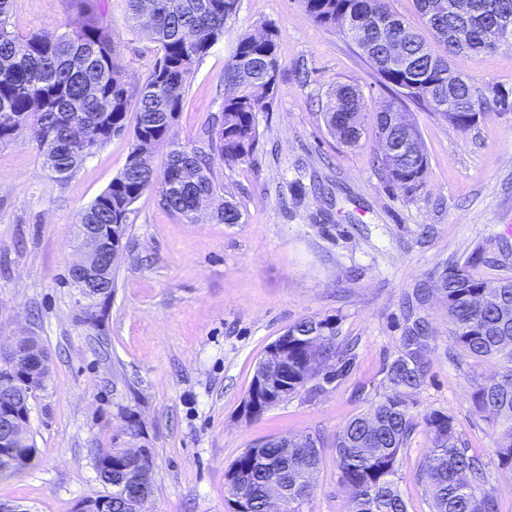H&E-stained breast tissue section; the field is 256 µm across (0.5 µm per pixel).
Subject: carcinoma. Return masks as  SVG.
Wrapping results in <instances>:
<instances>
[{
	"label": "carcinoma",
	"mask_w": 512,
	"mask_h": 512,
	"mask_svg": "<svg viewBox=\"0 0 512 512\" xmlns=\"http://www.w3.org/2000/svg\"><path fill=\"white\" fill-rule=\"evenodd\" d=\"M392 0H301L311 19L335 28L376 68L391 98L376 112L374 136L406 135L417 149L392 158L375 156L380 176L404 186L420 187L428 157L414 125L405 128L393 113L408 99L429 107L443 119L454 113L455 126L466 132L473 104L484 105L486 90L466 77L455 60L472 52L512 50V0H465L450 12L448 0H415L421 27L393 11ZM93 0H72L81 19H71L53 35L22 36L11 29V0H0V147L11 143L21 126L30 128L43 165L59 181L114 136L133 129L131 149L122 171L79 214L80 224H127L131 206L155 185L160 202L183 220L194 223L213 210L224 224H237L242 213L220 199L212 160L227 164L249 157L257 146L256 114L267 111L280 76L278 30L270 26L238 39L224 63L225 81L234 93L224 98L220 126L194 146L172 141L170 130L182 109L183 94L195 64L224 36L238 11V0H127V22L161 47L162 55L146 81L130 93L123 65L106 25L91 8ZM438 40L445 54L435 53L420 32ZM136 106L134 126L128 125ZM360 91L339 85L324 112L328 131L347 147L369 134L363 124ZM77 126H93L99 137L92 144L74 138ZM167 151L156 163L160 147ZM483 262L477 252L464 263H450L439 277L448 302L455 345L478 363L501 367L495 377L475 381L471 394L475 412L495 434L498 465L512 467V281H488L472 269ZM334 316L305 319L288 328V392L269 403L275 406L299 393L307 364L317 357L332 364L330 384L351 370L353 347L339 341ZM409 352L386 369L392 392L349 419L336 435V463L341 480L351 490L352 512H407L396 480L401 451L415 429L405 398L423 377L425 329L405 337ZM432 438L424 474L431 512H498L492 493L493 471L482 458L468 453L454 418L441 411L423 417ZM310 448H287L279 439L265 440L240 454L224 474L225 493L242 496L254 512H264L273 485L288 490V512H302L317 486L320 437L307 434ZM37 454L29 434L13 439L0 454V478L28 467ZM122 468L142 479V497L135 499L112 480L114 512H147L155 486L154 466L134 460Z\"/></svg>",
	"instance_id": "cac0c4a2"
}]
</instances>
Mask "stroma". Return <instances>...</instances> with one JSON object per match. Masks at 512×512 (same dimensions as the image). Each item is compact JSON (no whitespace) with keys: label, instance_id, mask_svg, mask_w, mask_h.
I'll list each match as a JSON object with an SVG mask.
<instances>
[{"label":"stroma","instance_id":"obj_1","mask_svg":"<svg viewBox=\"0 0 512 512\" xmlns=\"http://www.w3.org/2000/svg\"><path fill=\"white\" fill-rule=\"evenodd\" d=\"M131 88L161 55L126 22V0H101ZM70 0H14L20 35L56 33ZM279 31L281 74L258 144L245 161L215 162L237 224L203 214L184 222L158 190L132 206L112 268L103 318L84 322L69 266L81 210L125 165L129 135L112 137L66 181L43 167L30 133L0 147V340L36 337L49 356L46 390L31 399L33 467L0 479V501L24 512H75L107 494L94 457L101 448L149 449L156 470L151 512H228L224 473L249 446L312 433L323 441L317 486L303 512H350L333 442L353 416L388 392L385 369L403 355L413 321L428 330L425 375L407 402L419 424L400 455L408 512H430L423 466L425 413L450 414L470 452L495 469L499 512H512V470L497 466L494 432L475 413V380L497 368L460 354L437 289L446 263L482 250L479 276L512 280V111L487 105L462 132L407 103L428 154L424 186L406 193L378 177L371 137L347 147L323 119L340 84L363 93L366 115L389 97L368 59L300 0H239L228 32L195 65L171 135L194 145L218 125L228 93L224 62L240 34ZM474 82L512 97V51L458 61ZM338 316L356 358L342 380L300 392L247 419L243 403L267 346L294 323ZM133 415L138 439L124 433Z\"/></svg>","mask_w":512,"mask_h":512}]
</instances>
